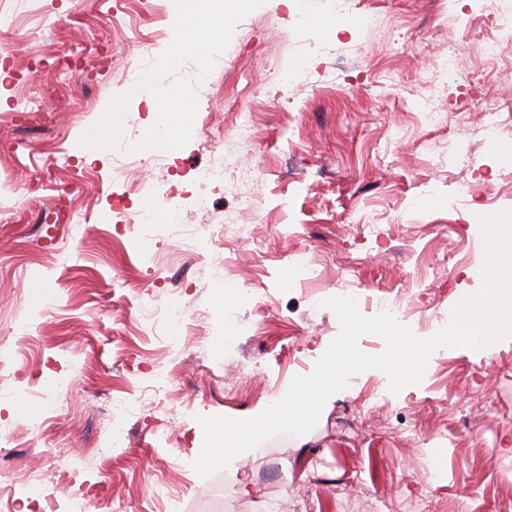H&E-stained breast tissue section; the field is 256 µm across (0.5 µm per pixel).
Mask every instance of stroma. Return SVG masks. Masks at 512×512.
<instances>
[{
	"label": "stroma",
	"instance_id": "35a3bbf8",
	"mask_svg": "<svg viewBox=\"0 0 512 512\" xmlns=\"http://www.w3.org/2000/svg\"><path fill=\"white\" fill-rule=\"evenodd\" d=\"M113 4L0 0L15 21L12 47L0 51V140L15 145L0 155V208L25 212L20 223L0 221V329L13 330L0 356L18 359L0 397V430L15 432L0 446V491L21 497L18 512H69L79 489L91 512H109L112 498L127 512H164L151 490L177 470L182 512H485L512 499V338L491 345L486 364L467 347L434 351L419 384L389 393V429L353 438L337 428L343 409L362 413L366 388L385 385L369 369L303 440L271 437L255 460L204 478L192 467L199 417L242 419L265 407L339 335L335 313L313 308L334 294L337 275L374 301L410 292L407 325L421 338L477 288L478 218L512 210V137L479 130L483 100H512V45L490 62L471 37L452 36L473 0H350L341 15L335 0H266L200 81L188 144L116 181L122 150L157 114L149 98H131L120 147L93 159L79 143L139 62L138 35L115 25ZM330 17L327 37L318 22ZM451 48L459 67L422 83ZM284 74L295 81L279 96ZM426 96L442 110L441 131L420 121ZM239 110L254 117L245 147L231 132ZM431 137L455 152L428 155L421 143ZM212 147L240 158L236 189L201 186ZM74 180L86 186L77 198L64 193ZM176 190L183 209L141 237L146 208L161 209ZM200 190L206 214L194 210ZM63 205L89 214L82 237L58 222ZM193 224H250L257 241L198 243ZM224 257L228 276L264 307L215 302L212 265ZM298 259L317 261L321 277L288 284ZM172 297L186 304L178 324L164 315ZM243 353L253 370L230 397L224 377ZM159 364L174 380L154 400L142 391ZM444 394L472 402L468 420L434 407ZM118 397L129 409L115 422L122 442L109 449L102 409ZM32 418L45 419L41 432L28 433ZM433 447L444 464L427 473ZM39 463L46 490L31 502L24 486Z\"/></svg>",
	"mask_w": 512,
	"mask_h": 512
}]
</instances>
